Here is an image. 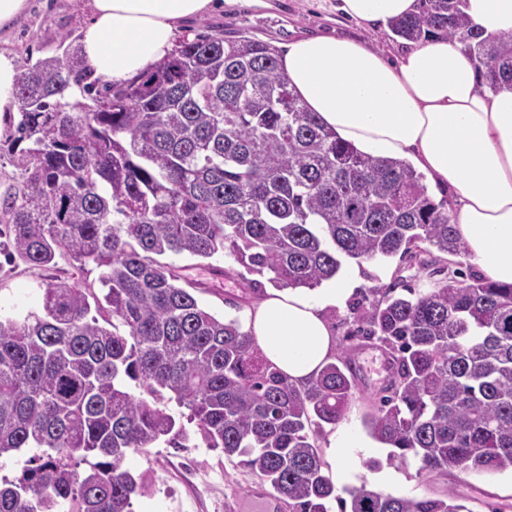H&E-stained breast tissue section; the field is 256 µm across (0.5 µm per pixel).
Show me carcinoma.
Segmentation results:
<instances>
[{"instance_id":"obj_1","label":"carcinoma","mask_w":512,"mask_h":512,"mask_svg":"<svg viewBox=\"0 0 512 512\" xmlns=\"http://www.w3.org/2000/svg\"><path fill=\"white\" fill-rule=\"evenodd\" d=\"M389 25L408 42L462 44L478 75L512 83V32L487 35L464 0H417ZM20 111L0 146L21 184L0 200L5 247L36 266L67 256L102 269L103 298L75 281L45 285L42 309L0 318V512H131L144 491L127 453L184 448L174 400L211 448L268 482L288 512H472L441 497L360 487L338 494L317 446L356 380L348 359L292 383L235 319L205 311L175 254L226 253L275 288L313 289L341 259L417 260L466 252L447 209L411 166L361 153L308 112L279 52L242 36L178 41L136 78L103 80L69 43L22 69ZM238 307L262 289L244 273ZM110 307L112 319L91 312ZM391 353L368 434L430 477L512 472V285L454 277L425 294L388 288L358 329ZM142 389L136 395L128 387ZM83 470H78L80 464Z\"/></svg>"}]
</instances>
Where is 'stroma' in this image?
I'll use <instances>...</instances> for the list:
<instances>
[{
    "label": "stroma",
    "instance_id": "35a3bbf8",
    "mask_svg": "<svg viewBox=\"0 0 512 512\" xmlns=\"http://www.w3.org/2000/svg\"><path fill=\"white\" fill-rule=\"evenodd\" d=\"M86 19L81 0H30L26 15L0 31V52L11 54L21 65L30 58L57 55L63 36L80 39ZM185 32L228 38L246 35L280 49L302 36L343 34L366 41L391 59L397 57L402 46L401 39L390 30L360 25L346 16L339 9V0H247L222 14L187 23ZM168 261L182 267L186 279L200 284L196 297L204 309L219 317L247 322L249 305L235 309L224 302L226 295L240 292L236 282L221 274L222 269L232 266L231 257L219 255L205 264L172 255ZM342 270L358 272L362 284L346 305L335 311L336 349L357 367V386L339 426L362 436L366 433L363 421L375 407L379 390L390 374V363L379 341L352 338V331L368 311L375 289L392 286L400 294L408 288L424 294L436 288L443 276L408 266L396 258L361 264L347 260ZM100 275L101 270L95 265L80 270L66 257L59 258L55 267L45 269L1 251L0 315L13 317L37 309L41 288L53 277L80 281L93 294L103 295ZM336 427L324 426L318 435L320 457L327 465L332 462L328 444ZM387 454L384 447L354 449L351 471L345 479L336 480V487L364 485L384 494L418 496H440L453 487L465 496L472 512H488L492 504L501 512H512L511 473L484 477L455 470L446 476L428 478L419 475L414 459L391 461ZM123 466L146 488L145 493L132 497L131 512H285L268 483L225 457L222 449L208 447L198 435L189 448H169L159 442L131 451ZM385 471L395 472L396 481L381 483L379 475Z\"/></svg>",
    "mask_w": 512,
    "mask_h": 512
}]
</instances>
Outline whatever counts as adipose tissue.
I'll return each instance as SVG.
<instances>
[{"label": "adipose tissue", "mask_w": 512, "mask_h": 512, "mask_svg": "<svg viewBox=\"0 0 512 512\" xmlns=\"http://www.w3.org/2000/svg\"><path fill=\"white\" fill-rule=\"evenodd\" d=\"M235 0H87L82 55L114 83L164 59L186 22ZM416 0H343L362 23L388 24L414 13ZM472 24L512 30V0H466ZM309 112L359 151L410 162L452 192L448 208L467 254L494 282L512 283V84L479 86L474 62L457 42L432 38L408 47L397 64L365 43L336 35L300 37L280 58ZM359 283L338 279L322 293L273 289L246 329L291 381L314 377L336 347L326 310Z\"/></svg>", "instance_id": "ef3b65f1"}]
</instances>
